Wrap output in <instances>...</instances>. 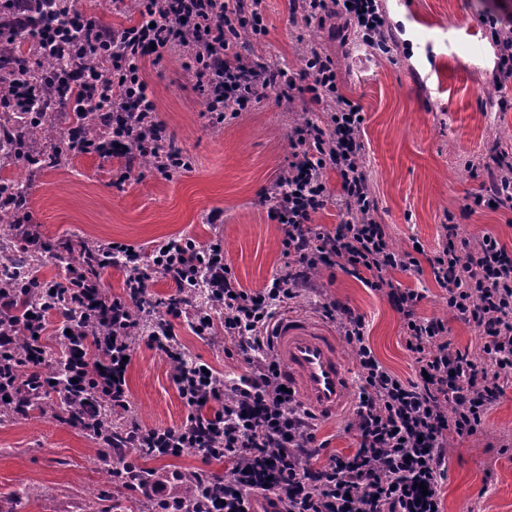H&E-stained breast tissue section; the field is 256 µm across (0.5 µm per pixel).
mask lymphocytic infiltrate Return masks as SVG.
Returning <instances> with one entry per match:
<instances>
[{
  "instance_id": "lymphocytic-infiltrate-1",
  "label": "lymphocytic infiltrate",
  "mask_w": 512,
  "mask_h": 512,
  "mask_svg": "<svg viewBox=\"0 0 512 512\" xmlns=\"http://www.w3.org/2000/svg\"><path fill=\"white\" fill-rule=\"evenodd\" d=\"M30 2L10 0L8 11L0 10V41L27 29L32 42L50 50L69 51L78 36L84 53L112 54L102 85L90 84L79 63L60 76L54 109L67 118L91 112L111 125L110 140L76 144L72 150L118 160L114 186L129 181L142 157L168 137L144 66L175 47L183 52L194 89L207 101L212 128L223 127L226 101L247 106L273 89L279 90L280 103H300L321 118L293 129L288 165L264 192L270 219L282 224L288 258L286 272L270 285L243 287L224 258L221 240L202 244L189 236L178 247L157 248L151 265L129 277L120 296L78 266L57 283L33 271L22 285H0V409L41 391L64 401L68 423L80 428L99 421L103 400H111L113 412L129 411L127 359L136 340L178 364L174 322L183 318L206 338L223 328L248 370L229 378L204 373L198 363L178 365L172 379L187 415L176 427L135 423L113 439L109 449L118 459L112 468L117 487L140 493L152 505L191 502L197 512H250L254 495L266 500L269 512H433L440 507L449 435L470 437L483 430L492 405L505 393L501 373L512 370V254L496 237H470L456 224L445 225L441 242L423 257L393 245L361 161L365 116L359 103L340 92L333 59L310 48L301 70L292 73L247 58L239 46L241 19H251L254 39L266 33L259 0H141L144 15L135 23L111 26L87 12L74 32L54 19L30 29ZM289 6L309 22L347 19L364 33L366 44L388 41L380 0H289ZM479 20L490 28L495 46L494 84L505 88L512 81V13L483 14ZM491 160L489 180L469 194L467 211L491 205L512 212V153L499 151ZM327 169L340 179L339 196L318 178ZM332 199L349 221L330 229L314 225V215ZM425 267L446 291L449 312L475 331L478 351L452 347L447 321L421 316L423 293L402 287L395 277ZM323 268L359 279L394 305L415 375L405 380L381 364L367 343L361 315L336 301L322 302V315L356 355L359 395L352 424L355 450L330 455L319 465L315 459L322 446L313 416L292 392L283 391L269 328L276 311L289 307L300 287ZM157 277L176 289L161 316L148 294ZM23 291L53 292L57 299L45 302L20 327L14 309ZM49 332L66 343L71 380L64 385L54 381L57 366L43 341ZM187 448L207 461L224 460L230 477L202 471L188 487L175 471H152L145 482L134 477L140 460L177 458Z\"/></svg>"
}]
</instances>
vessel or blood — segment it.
Here are the masks:
<instances>
[{
	"instance_id": "obj_1",
	"label": "vessel or blood",
	"mask_w": 512,
	"mask_h": 512,
	"mask_svg": "<svg viewBox=\"0 0 512 512\" xmlns=\"http://www.w3.org/2000/svg\"><path fill=\"white\" fill-rule=\"evenodd\" d=\"M270 334L282 378L296 400L318 417L347 414L354 389L336 337L320 324L292 315L275 320Z\"/></svg>"
}]
</instances>
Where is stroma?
Wrapping results in <instances>:
<instances>
[{"label":"stroma","mask_w":512,"mask_h":512,"mask_svg":"<svg viewBox=\"0 0 512 512\" xmlns=\"http://www.w3.org/2000/svg\"><path fill=\"white\" fill-rule=\"evenodd\" d=\"M512 0H384L392 31L391 55H376L353 38L338 35V21L305 23L292 18L288 0H262L267 34L263 55L298 71L304 43L321 45L335 60L339 87L364 113L363 162L381 223L397 247L420 242L437 247L447 221L467 234L497 235L512 251V219L463 204L477 188L471 164L487 161L499 144L512 149V110L501 111L493 84L496 56L479 14ZM145 76L159 118L192 161L191 171L167 179L141 164L123 187L112 184L116 160L73 155L65 169L28 168L34 221L50 241L83 244L120 242L149 254L171 238L189 235L224 242V258L243 287L270 285L282 274L280 224L268 216L264 189L288 163V135L305 114L281 105L276 94L254 103L223 129L203 116L205 101L192 87L177 54L147 63ZM224 213L207 223L211 210ZM406 288L422 289L419 312L447 319L454 347L475 346L467 325L451 319L448 297L430 271L401 272ZM346 305L365 319L378 360L402 378L413 363L401 335L400 317L386 297L337 270L315 272L291 304L290 313L321 321L323 299ZM175 332L187 358L238 376L241 356L226 355L223 336H197L187 322ZM505 394L492 407L482 433L449 435L448 472L441 487L443 512H512V372ZM130 418L150 427L179 425L187 410L161 351L137 342L128 370ZM103 447L53 411L0 414V498L15 496V512H142L137 493L120 490Z\"/></svg>","instance_id":"obj_1"}]
</instances>
